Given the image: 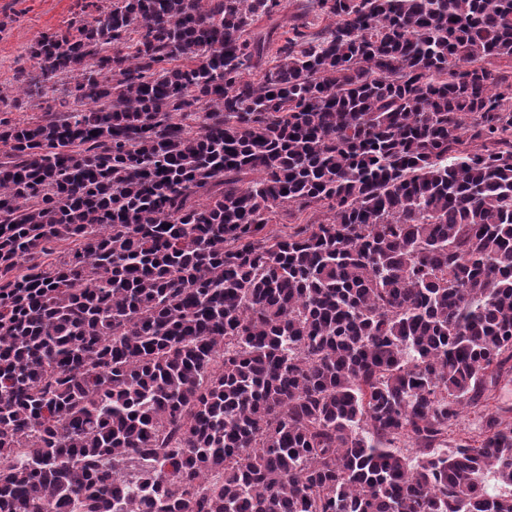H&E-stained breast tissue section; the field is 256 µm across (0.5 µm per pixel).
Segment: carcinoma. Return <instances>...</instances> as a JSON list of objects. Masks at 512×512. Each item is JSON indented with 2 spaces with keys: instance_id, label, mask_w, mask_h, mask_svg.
<instances>
[{
  "instance_id": "carcinoma-1",
  "label": "carcinoma",
  "mask_w": 512,
  "mask_h": 512,
  "mask_svg": "<svg viewBox=\"0 0 512 512\" xmlns=\"http://www.w3.org/2000/svg\"><path fill=\"white\" fill-rule=\"evenodd\" d=\"M99 2L0 117V512H512V0ZM473 411L468 408L461 413L457 425L453 427V433L448 436V450L453 448L457 439L478 434L480 422L477 414Z\"/></svg>"
}]
</instances>
